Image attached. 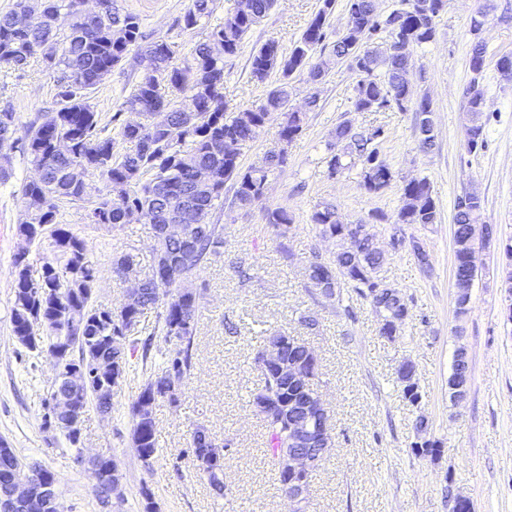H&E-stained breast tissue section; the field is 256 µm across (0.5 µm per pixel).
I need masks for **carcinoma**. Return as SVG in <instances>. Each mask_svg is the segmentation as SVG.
I'll use <instances>...</instances> for the list:
<instances>
[{
	"label": "carcinoma",
	"instance_id": "carcinoma-1",
	"mask_svg": "<svg viewBox=\"0 0 512 512\" xmlns=\"http://www.w3.org/2000/svg\"><path fill=\"white\" fill-rule=\"evenodd\" d=\"M71 0H46L47 21L43 25L27 23L25 0H15L12 8L0 12V66L25 68L34 57L41 58L47 71L60 77L75 74L82 92L59 83V107L41 114L26 127L17 123L15 113L0 111V144L19 143L18 151L28 163L40 171L38 180L23 183L21 192L25 211L18 233L34 244L47 236L49 252L37 278H32L28 255L15 254L12 259L13 299L10 310L12 333L22 337V346L30 353L53 355L62 349L71 361L90 353L103 364L117 365L126 377L130 359L141 353L147 360L153 349L154 336H163L166 348L163 363L145 379L130 411L133 422L132 445L147 466L159 456L156 423L152 408L160 398L176 401V391L191 375L193 343L199 314L197 289L186 285L188 279L212 256L224 253V225L205 219L188 232V241L158 238V247L178 255L190 243L193 263L186 273L168 281V297H160L148 277L134 302L117 309L95 303L94 294L101 270L89 253L86 241L68 224L60 221V204L83 202V182L98 178L106 193L85 208L87 224L112 231L127 223V211L146 208L152 211L153 228L169 221L173 212L192 199L199 200L205 214L224 207V187L232 182V203L240 210L256 205L265 195L269 178L288 165V147L303 130L305 113L289 105V84L296 73H307L319 85L327 72L326 59L349 62L356 75L351 98L355 112L414 111L419 115V148L433 145L430 133L431 103L428 97L414 98L412 88L401 81L405 61L389 48H381V35L399 29L409 39L408 50L433 41L436 19L447 6V0H400L401 7L380 21L373 15L375 0H344L345 27L333 32L329 19L336 0H321V6L300 38L289 50L269 39L254 49L251 56L252 78L264 84L273 75L278 84L267 90L262 100L248 107L227 112L224 104V60L211 56L213 40H224V55L238 52L250 31L273 8L275 0H237L235 11L212 26L208 39L194 45L187 56L180 57L179 45L170 40L155 46L157 64L152 74L141 75L134 94L125 102L127 113L134 119L119 121L116 133L105 135L95 112L91 91L119 66L127 55L142 49L144 38L140 17L122 10L117 0H107L104 18L91 24L81 23L70 14ZM493 4H484L471 18L470 30L478 35L487 22ZM214 13V0H190L183 16L184 26L192 29ZM374 31L371 40L357 49L353 31ZM486 65V45L477 40L471 51L469 68L476 77L466 87L469 124L464 139L467 153L475 155L485 148L484 92L477 75ZM161 109L167 113L165 126L153 124L151 113ZM279 121V148L276 160L244 167L240 164L242 149L254 142L271 121ZM388 138L385 126L357 127L347 119L336 126L333 140L326 143V173L330 178L359 168L360 188L378 195L391 187L395 175L382 152ZM214 173V182L201 186L200 171ZM400 208L395 219L383 211L370 214V221L356 224L336 222L337 206L324 203L311 215L321 237H335L341 248L331 260L314 255L309 263V278L336 291L344 286L367 301L374 313L382 310L409 311L407 300L393 301L383 295L380 271L388 257L378 251L372 241L376 224L438 223V208L430 180L426 177L404 179L397 185ZM454 221L455 279L469 286L478 275L476 253L488 245L486 225L482 222L481 197L464 194L457 198ZM265 221L279 236L288 233L294 216L283 208L268 209ZM394 232L393 250L407 242ZM411 244L417 264L431 269L430 252L420 238ZM49 288L51 293L34 296L30 289ZM149 312L156 314L153 332L144 339L132 338L129 346L116 348L109 337L120 322L140 325ZM38 319L46 326L39 335L30 333L29 324ZM471 378L469 360L454 362L448 379L450 399L459 402L468 392ZM402 398L415 405L421 397L414 369L397 370ZM112 383V372L97 376L85 386L82 399L99 412H112V393L102 387ZM279 388L280 397L291 403L295 412L305 403V393L281 380H263V388ZM208 431L196 428L190 434L189 453L195 458L212 447ZM20 463L14 449L0 445V500L11 493L12 469ZM112 459L102 457L89 465L101 508L109 501L104 487L110 480ZM196 475L208 480L212 489L224 494V461L207 470L192 464Z\"/></svg>",
	"mask_w": 512,
	"mask_h": 512
}]
</instances>
